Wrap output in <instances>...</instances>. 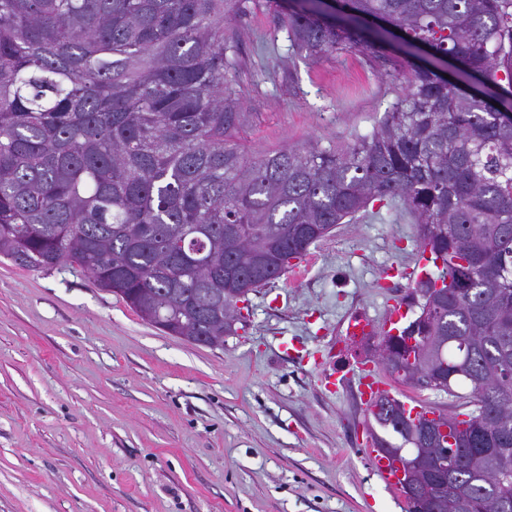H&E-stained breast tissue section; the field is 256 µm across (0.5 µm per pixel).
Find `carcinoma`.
Returning <instances> with one entry per match:
<instances>
[{
  "mask_svg": "<svg viewBox=\"0 0 512 512\" xmlns=\"http://www.w3.org/2000/svg\"><path fill=\"white\" fill-rule=\"evenodd\" d=\"M247 0H0V256L68 263L170 336H229L257 288L370 204L400 199L441 262L416 284L427 344L381 364L422 389L430 369L458 401L407 424L381 396L375 447L420 440L463 462L431 488L439 512H512L493 474L512 448V0H283L312 56L399 54L401 92L345 148L251 156L226 77L224 25ZM373 17L401 42L366 26ZM453 56L456 81L437 64ZM468 392L461 393L459 389Z\"/></svg>",
  "mask_w": 512,
  "mask_h": 512,
  "instance_id": "cac0c4a2",
  "label": "carcinoma"
}]
</instances>
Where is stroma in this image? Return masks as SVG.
<instances>
[{"label": "stroma", "instance_id": "35a3bbf8", "mask_svg": "<svg viewBox=\"0 0 512 512\" xmlns=\"http://www.w3.org/2000/svg\"><path fill=\"white\" fill-rule=\"evenodd\" d=\"M271 0L228 26L246 150L346 147L371 134L400 81L388 56L297 52ZM302 278L249 296L246 324L214 347L142 321L79 268L0 258V512H405L364 456L368 418L350 371L424 266L402 202L374 204L312 245ZM346 375L339 392L319 361ZM400 307H394L380 326L375 319L363 314H352L346 320V336H375L377 331L393 333L401 314Z\"/></svg>", "mask_w": 512, "mask_h": 512}]
</instances>
